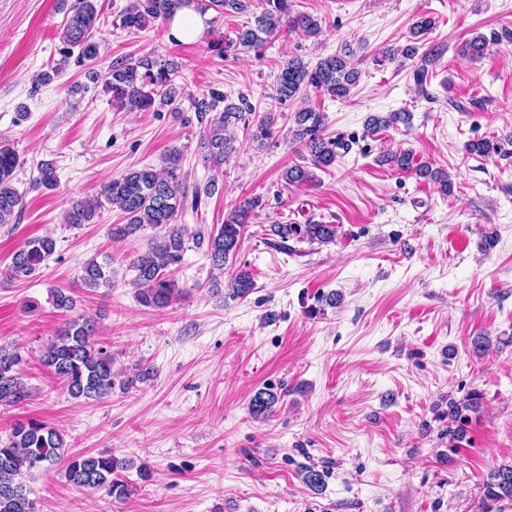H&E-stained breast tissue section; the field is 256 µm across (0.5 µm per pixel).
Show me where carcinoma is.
Wrapping results in <instances>:
<instances>
[{"label": "carcinoma", "mask_w": 512, "mask_h": 512, "mask_svg": "<svg viewBox=\"0 0 512 512\" xmlns=\"http://www.w3.org/2000/svg\"><path fill=\"white\" fill-rule=\"evenodd\" d=\"M191 0H130L120 14V25L140 32L150 24L170 21L178 9ZM202 11L213 10L217 14H250L253 24L238 31L236 39L228 42L218 38L208 43L207 49L222 57L232 49H250L274 36L280 28L301 29L314 37L322 30L321 19L311 14L293 13L292 0H203L198 4ZM100 9L97 0H76L60 30L64 47L61 59L40 71L36 85H48L55 81L67 66L71 55L77 61H93L100 54V43L94 40V32L100 26ZM434 26L429 17H419L412 26L413 41L384 52L385 58L394 60L401 56L412 59L418 55V40ZM487 40L476 35L458 47V54L478 61L485 54ZM354 50L346 44L340 51L310 65L299 57L288 59L277 76V94L282 101H290L301 91L312 87L332 97L346 98L357 85L360 72L352 63ZM180 63L174 59L162 60L154 53L137 58L112 59L107 70L99 73L88 71L91 81H103L104 90L110 94V103L118 111L153 112L155 107L170 106L178 97L175 80L180 74ZM224 103L217 110V103ZM200 123L204 124L201 147L204 161L220 168L238 152L235 129L238 124L251 129L250 140L263 147L275 137L278 116L269 112L249 123V106L244 99L230 102L218 92H211V100L196 99L193 102ZM293 126L290 132L294 141L308 151L312 165L321 169L333 165L338 150H350V144L325 137V115L310 108H301L289 117ZM410 120L407 112L373 114L367 118L366 130L377 133ZM470 153L486 156L500 152L501 146L489 140H475L467 145ZM378 162L403 172L412 171L422 179L438 183L448 190V176L428 163L414 162L409 152H387L378 156ZM20 157L9 145H0V224H10L23 209V196L15 186L16 169ZM282 179L288 186H303L314 180L311 170L294 165L283 172ZM38 184L45 188L58 185V175L53 163H39ZM185 178L181 173L180 155L173 151L166 164L158 169L152 165L130 169L118 178L106 183L100 196L73 200L64 213V223L72 226L93 224L108 203L119 209L126 223L115 224L111 234L124 238L150 227L163 230V235L151 238L147 249L131 263L136 272L138 299L146 307L164 308L176 294L177 286L167 272L181 263L185 250V231L176 224L179 210L187 199ZM259 206L253 199L234 206L224 215L215 234H208V251L213 266L222 271L229 257L237 252L249 213ZM271 233L286 243L290 240L329 244L336 241V225L320 222L308 224H273ZM55 251V240L50 236L26 241L12 257L6 275L11 281L30 277ZM82 286L90 290L108 287L112 283L109 264L92 259L83 268ZM253 288L249 271L239 269L228 280V292L234 298H243ZM23 358L18 348L0 345V403L16 405L31 395V389L23 380L18 366ZM42 363L63 382L68 394L77 400L101 401L112 396L119 388L123 391L150 379L152 371L146 368L129 376L115 368V360L107 348L95 340V322L85 315L68 321L55 340L42 355ZM278 402L274 392L265 389L257 392L251 401L250 412L254 417L266 418ZM480 406V394L473 391L464 399L448 401V419L452 427L448 436L460 439L465 433L470 416ZM62 465L66 481L79 488L103 490L116 499L130 494V486L124 472L133 462L112 453L96 455L73 454L67 448L63 434L57 428L41 421L29 420L17 423L6 440H0V512H35V504L29 498L26 478L32 472L54 465ZM512 503V462L493 467L484 483L483 512H490L491 503Z\"/></svg>", "instance_id": "1"}]
</instances>
